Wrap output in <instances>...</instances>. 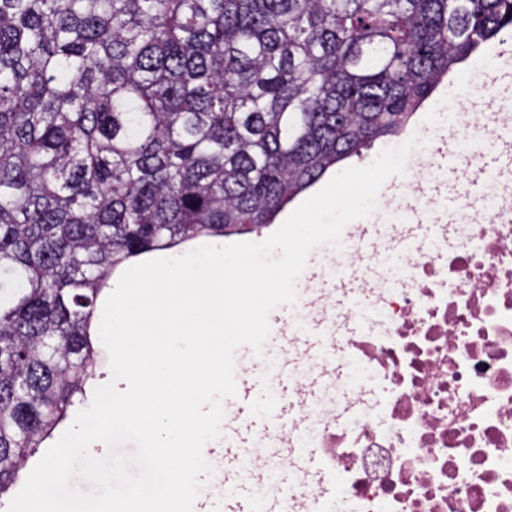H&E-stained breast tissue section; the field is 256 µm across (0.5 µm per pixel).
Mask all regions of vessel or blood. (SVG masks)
Returning <instances> with one entry per match:
<instances>
[{
  "label": "vessel or blood",
  "instance_id": "vessel-or-blood-1",
  "mask_svg": "<svg viewBox=\"0 0 512 512\" xmlns=\"http://www.w3.org/2000/svg\"><path fill=\"white\" fill-rule=\"evenodd\" d=\"M287 312V307L282 306L269 316L270 337L281 352V365H288L300 354L319 356L328 348V340L313 326L289 330ZM345 369V364L333 363L311 373L301 383L280 376L278 391L271 398L265 393L263 375L236 372L238 395L233 400L236 411L224 417V445L204 451L205 459L215 461L219 466L218 480L224 489V497L216 503L211 492H201L194 512H287V498L279 495L261 497L256 493L257 487L267 480L265 467L251 470L246 467L247 451L256 447L263 448L266 460H291L289 481L310 483L319 495L318 512H335L336 499L331 490L336 486V473L320 460L314 440L304 437L292 448L277 447L276 441L292 428L304 432L303 407L317 405L321 388Z\"/></svg>",
  "mask_w": 512,
  "mask_h": 512
}]
</instances>
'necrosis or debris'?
Masks as SVG:
<instances>
[{"label": "necrosis or debris", "mask_w": 512, "mask_h": 512, "mask_svg": "<svg viewBox=\"0 0 512 512\" xmlns=\"http://www.w3.org/2000/svg\"><path fill=\"white\" fill-rule=\"evenodd\" d=\"M496 123L470 112L427 136L429 155L409 160L415 208L439 209L434 155L497 148L512 115ZM329 264L367 269L360 296L329 309L306 289L288 322L357 325L332 349L357 380L310 411L341 487L336 512H512V179L487 175L480 203L461 199L456 222L427 235L409 224L374 243L345 235Z\"/></svg>", "instance_id": "necrosis-or-debris-1"}]
</instances>
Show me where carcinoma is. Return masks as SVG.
I'll use <instances>...</instances> for the list:
<instances>
[{
    "label": "carcinoma",
    "mask_w": 512,
    "mask_h": 512,
    "mask_svg": "<svg viewBox=\"0 0 512 512\" xmlns=\"http://www.w3.org/2000/svg\"><path fill=\"white\" fill-rule=\"evenodd\" d=\"M512 0H0V496L87 399L107 280L402 134Z\"/></svg>",
    "instance_id": "cac0c4a2"
}]
</instances>
